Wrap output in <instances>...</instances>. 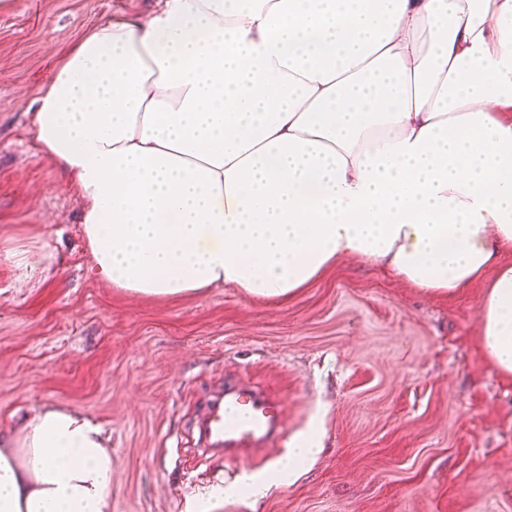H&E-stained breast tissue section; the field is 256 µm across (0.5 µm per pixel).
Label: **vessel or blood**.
<instances>
[{"instance_id":"vessel-or-blood-1","label":"vessel or blood","mask_w":512,"mask_h":512,"mask_svg":"<svg viewBox=\"0 0 512 512\" xmlns=\"http://www.w3.org/2000/svg\"><path fill=\"white\" fill-rule=\"evenodd\" d=\"M278 400L234 379L224 382V395L200 424L207 450L262 465L284 436Z\"/></svg>"}]
</instances>
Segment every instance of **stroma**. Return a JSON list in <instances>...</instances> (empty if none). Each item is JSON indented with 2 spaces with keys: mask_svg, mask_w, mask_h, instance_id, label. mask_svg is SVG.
I'll return each mask as SVG.
<instances>
[{
  "mask_svg": "<svg viewBox=\"0 0 512 512\" xmlns=\"http://www.w3.org/2000/svg\"><path fill=\"white\" fill-rule=\"evenodd\" d=\"M155 0H0V436L48 405L103 429L112 512H512V379L483 357L475 283L452 296L344 257L285 300L145 297L101 279L82 201L25 110L92 24ZM322 451L288 480L204 453L226 379Z\"/></svg>",
  "mask_w": 512,
  "mask_h": 512,
  "instance_id": "1",
  "label": "stroma"
}]
</instances>
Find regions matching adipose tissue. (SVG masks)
<instances>
[{"label":"adipose tissue","instance_id":"adipose-tissue-1","mask_svg":"<svg viewBox=\"0 0 512 512\" xmlns=\"http://www.w3.org/2000/svg\"><path fill=\"white\" fill-rule=\"evenodd\" d=\"M31 105L100 278L285 299L348 256L445 296L482 278L512 378V0H160L87 30ZM111 479L81 413L0 440V512H112Z\"/></svg>","mask_w":512,"mask_h":512}]
</instances>
